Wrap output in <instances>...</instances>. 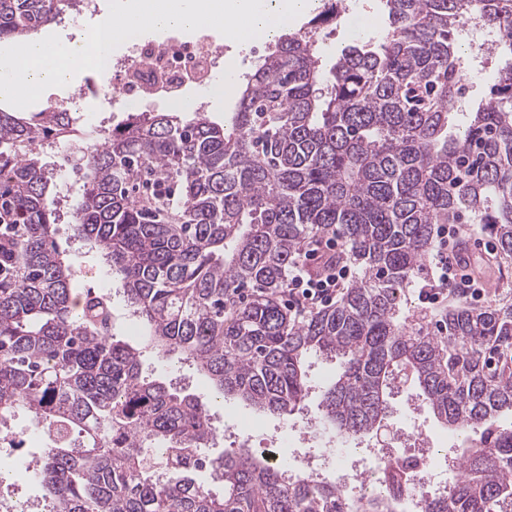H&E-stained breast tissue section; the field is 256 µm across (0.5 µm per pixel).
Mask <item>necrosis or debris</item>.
Masks as SVG:
<instances>
[{
	"mask_svg": "<svg viewBox=\"0 0 512 512\" xmlns=\"http://www.w3.org/2000/svg\"><path fill=\"white\" fill-rule=\"evenodd\" d=\"M460 36L470 45L462 63L464 74L482 71L492 47L497 44V30L478 24L461 29ZM221 59V50L206 35L193 42L175 37L163 42L136 39L130 41L126 57L108 59V90L112 99L123 100L130 112L138 111L149 96L158 92L166 94L173 105L184 106L188 103L184 87L211 86L220 70ZM287 441L293 442L296 451L284 459L278 448ZM355 449L352 443L336 446L314 419L307 417L293 434L273 431L262 456L267 462L281 466L289 478L302 475L327 478L354 493L375 491L385 458L399 459L407 474L403 496L411 502L413 512H420L425 490L431 488L443 493L448 489L442 472L452 459L446 449L437 447L421 433L400 432L391 447L374 449L370 459L364 462L355 459Z\"/></svg>",
	"mask_w": 512,
	"mask_h": 512,
	"instance_id": "obj_1",
	"label": "necrosis or debris"
}]
</instances>
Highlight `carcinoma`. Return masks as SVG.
I'll return each instance as SVG.
<instances>
[{"mask_svg": "<svg viewBox=\"0 0 512 512\" xmlns=\"http://www.w3.org/2000/svg\"><path fill=\"white\" fill-rule=\"evenodd\" d=\"M388 26L330 70L301 32L276 37L220 124L196 111L142 114L103 130L80 158L74 238L120 284L142 342L118 338L112 302L74 288L55 240L54 174L36 140L68 112L0 111V427L25 411L47 432L35 464L52 512H401L400 490L350 496L328 480L288 482L249 448L211 458V414L192 394L142 373L143 350L172 353L214 388L282 420L309 397L308 358L340 363L321 390L320 425L372 433L395 381L444 427L479 434L448 492L422 512H512V304L448 306L446 335L410 329L398 294L436 224H478L512 258V0H384ZM83 0H0V41L25 40ZM467 22L495 27L505 59L495 88L457 127ZM152 187L136 192L143 173ZM347 242L314 269L361 270L339 302L299 318L280 300L302 247ZM200 457L197 470L152 454Z\"/></svg>", "mask_w": 512, "mask_h": 512, "instance_id": "obj_1", "label": "carcinoma"}]
</instances>
